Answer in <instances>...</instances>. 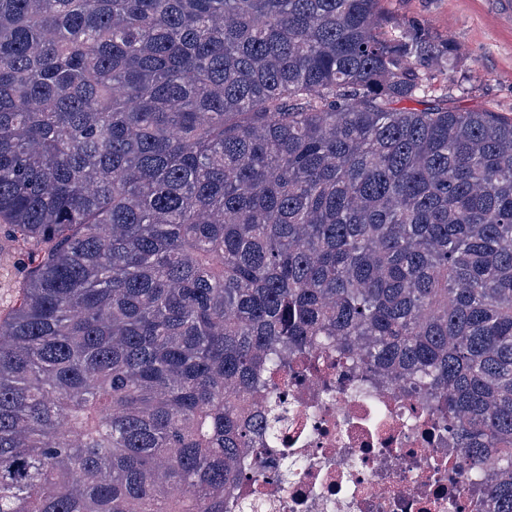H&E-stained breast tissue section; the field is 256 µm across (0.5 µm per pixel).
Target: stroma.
<instances>
[{
  "label": "stroma",
  "mask_w": 512,
  "mask_h": 512,
  "mask_svg": "<svg viewBox=\"0 0 512 512\" xmlns=\"http://www.w3.org/2000/svg\"><path fill=\"white\" fill-rule=\"evenodd\" d=\"M392 16L420 23L455 49L456 68L436 77L433 98L447 99L458 112L490 109L512 116V22L499 0H388ZM27 264L24 250L0 248V314L10 309Z\"/></svg>",
  "instance_id": "35a3bbf8"
}]
</instances>
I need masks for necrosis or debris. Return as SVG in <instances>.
I'll return each instance as SVG.
<instances>
[{
    "label": "necrosis or debris",
    "mask_w": 512,
    "mask_h": 512,
    "mask_svg": "<svg viewBox=\"0 0 512 512\" xmlns=\"http://www.w3.org/2000/svg\"><path fill=\"white\" fill-rule=\"evenodd\" d=\"M353 362L316 351L274 377L275 449H244L260 478L234 496L262 512H487L483 485L427 394L385 378L358 386ZM291 471L280 480L282 468Z\"/></svg>",
    "instance_id": "necrosis-or-debris-1"
}]
</instances>
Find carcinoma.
<instances>
[{"mask_svg":"<svg viewBox=\"0 0 512 512\" xmlns=\"http://www.w3.org/2000/svg\"><path fill=\"white\" fill-rule=\"evenodd\" d=\"M385 0H0V512H225L318 346L412 376L512 512V117ZM3 244L2 253L0 252V285H3V281H19L25 271L26 264L28 262L27 255L24 251L25 247L10 244H4L1 242L0 234V245ZM22 248V250L20 249ZM0 288V316L4 311L10 309L17 299V292L19 288Z\"/></svg>","mask_w":512,"mask_h":512,"instance_id":"1","label":"carcinoma"}]
</instances>
